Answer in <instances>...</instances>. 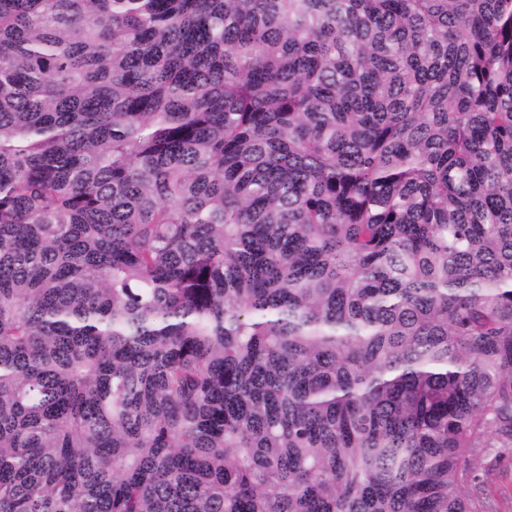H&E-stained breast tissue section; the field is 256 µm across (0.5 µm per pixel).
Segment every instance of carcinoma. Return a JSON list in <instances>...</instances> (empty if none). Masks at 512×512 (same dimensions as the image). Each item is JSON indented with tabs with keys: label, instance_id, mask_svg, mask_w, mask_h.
I'll return each mask as SVG.
<instances>
[{
	"label": "carcinoma",
	"instance_id": "1",
	"mask_svg": "<svg viewBox=\"0 0 512 512\" xmlns=\"http://www.w3.org/2000/svg\"><path fill=\"white\" fill-rule=\"evenodd\" d=\"M512 447V0H0V512H488ZM473 471L496 512H512V450L488 448L472 457Z\"/></svg>",
	"mask_w": 512,
	"mask_h": 512
}]
</instances>
